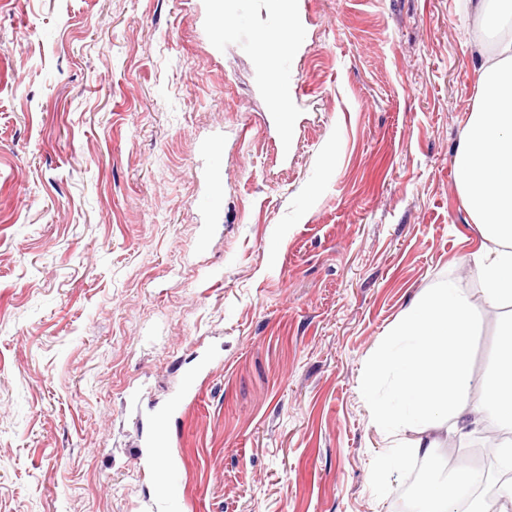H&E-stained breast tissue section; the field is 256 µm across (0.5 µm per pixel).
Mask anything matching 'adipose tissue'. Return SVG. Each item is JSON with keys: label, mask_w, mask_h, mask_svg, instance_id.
I'll list each match as a JSON object with an SVG mask.
<instances>
[{"label": "adipose tissue", "mask_w": 512, "mask_h": 512, "mask_svg": "<svg viewBox=\"0 0 512 512\" xmlns=\"http://www.w3.org/2000/svg\"><path fill=\"white\" fill-rule=\"evenodd\" d=\"M483 32L497 36L494 53L479 51L477 103L459 141L454 164L460 198L483 238L474 256L487 302L512 304V0H472ZM476 315L454 283L431 288L406 309L370 360L364 390L374 421L391 431L403 421L419 425L436 416L454 418L460 435L486 425L512 431V318L504 322L494 365L483 380L480 405L468 402L470 346ZM392 376L381 399L378 384ZM477 473L462 469L425 485L418 512H450L470 498L468 512H512V480L493 503L471 498Z\"/></svg>", "instance_id": "1"}]
</instances>
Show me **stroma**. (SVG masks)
<instances>
[{
	"label": "stroma",
	"instance_id": "1",
	"mask_svg": "<svg viewBox=\"0 0 512 512\" xmlns=\"http://www.w3.org/2000/svg\"><path fill=\"white\" fill-rule=\"evenodd\" d=\"M465 2L298 0L285 137L262 0H0V512H146L159 434L183 512H398L428 459L378 483L390 446L467 449L444 417L388 437L361 389L448 281L471 402L496 354L453 165L494 45Z\"/></svg>",
	"mask_w": 512,
	"mask_h": 512
}]
</instances>
